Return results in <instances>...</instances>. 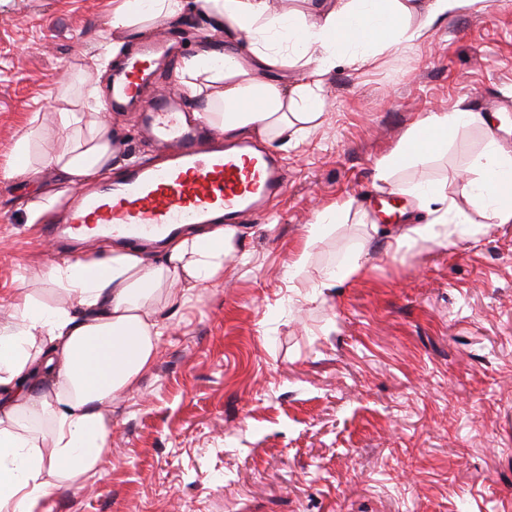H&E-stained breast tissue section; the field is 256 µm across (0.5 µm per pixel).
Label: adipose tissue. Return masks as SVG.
I'll list each match as a JSON object with an SVG mask.
<instances>
[{"label": "adipose tissue", "instance_id": "ef3b65f1", "mask_svg": "<svg viewBox=\"0 0 512 512\" xmlns=\"http://www.w3.org/2000/svg\"><path fill=\"white\" fill-rule=\"evenodd\" d=\"M316 22L272 0H114L111 37L84 58L81 90L58 113L66 143H47L38 116L15 152L29 166L63 173L70 185L107 176L118 154L110 127L99 117L100 82L130 37L158 22L196 12L212 19L223 49L206 44L183 57L176 85L204 105L198 118L225 136L300 143L321 124L324 89L340 47L359 67L394 45L427 40L437 20L473 0H314ZM300 61V82L271 81L269 71ZM465 109L421 117L399 156L434 153L449 131L482 123ZM480 179L465 181L463 195L494 224L512 223V155L488 144ZM426 222L398 234L396 247L450 239L455 213L439 189L416 190ZM234 227L214 224L171 237L166 252L147 259L116 246L102 256L52 266L47 276L59 299L46 305L34 289L15 297L11 320L0 326V512H51V495L63 485L86 486L101 475L111 431L106 405L131 391L156 360L167 329L163 311L174 312L202 288L220 283L237 251Z\"/></svg>", "mask_w": 512, "mask_h": 512}]
</instances>
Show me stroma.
<instances>
[{
	"label": "stroma",
	"mask_w": 512,
	"mask_h": 512,
	"mask_svg": "<svg viewBox=\"0 0 512 512\" xmlns=\"http://www.w3.org/2000/svg\"><path fill=\"white\" fill-rule=\"evenodd\" d=\"M112 0H0V305L20 271L41 299L63 254L27 224L44 184L13 159L32 113L46 137L61 88L110 33ZM177 57L217 38L198 14L156 25ZM324 120L299 146L266 144L286 190L238 225L221 283L167 319L154 366L107 418L111 451L92 487L54 490L52 512H512V224L461 223L450 242L389 243L415 186L457 210L486 139L471 125L440 152L376 167L430 112H485L512 153V0H482L436 23L430 39L372 64L338 60ZM120 167L154 155L138 107L101 109ZM350 211L319 221L326 206ZM320 223L312 246L306 228ZM307 263L290 266L301 251ZM362 268L312 299L326 271Z\"/></svg>",
	"instance_id": "35a3bbf8"
}]
</instances>
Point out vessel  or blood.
I'll return each mask as SVG.
<instances>
[{"label": "vessel or blood", "mask_w": 512, "mask_h": 512, "mask_svg": "<svg viewBox=\"0 0 512 512\" xmlns=\"http://www.w3.org/2000/svg\"><path fill=\"white\" fill-rule=\"evenodd\" d=\"M162 39L131 57L112 83V104L140 94L154 73ZM183 96L160 94L143 113L160 161L136 163L93 192L74 195L50 238L89 241L121 237L136 246L155 244L178 224H237L281 196L285 179L278 161L247 143L216 144L185 119Z\"/></svg>", "instance_id": "b4317fda"}]
</instances>
